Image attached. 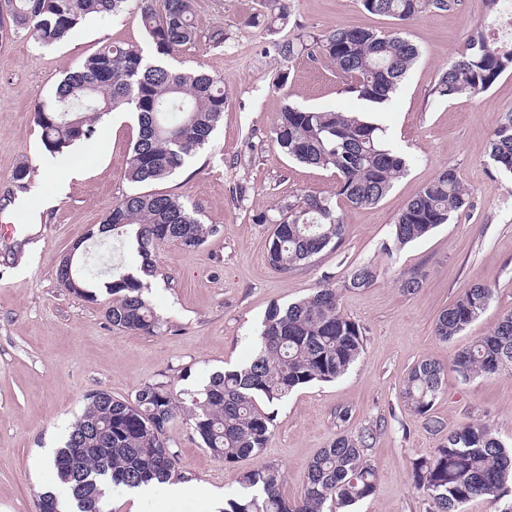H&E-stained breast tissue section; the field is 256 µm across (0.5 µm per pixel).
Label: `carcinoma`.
I'll list each match as a JSON object with an SVG mask.
<instances>
[{"label":"carcinoma","instance_id":"cac0c4a2","mask_svg":"<svg viewBox=\"0 0 512 512\" xmlns=\"http://www.w3.org/2000/svg\"><path fill=\"white\" fill-rule=\"evenodd\" d=\"M129 0H0V34L24 32L38 44L51 46L70 39L88 19L123 13ZM261 21L286 19L285 0H263ZM373 14L406 22L433 10L448 11L458 0H361ZM139 18L158 60L147 61L136 45L106 44L67 74L47 97L34 100L41 144L61 154L87 140L106 115L129 110L137 114L138 135L131 144L126 179L139 190L122 194L104 223L112 225L106 244H130L147 274L163 244L187 250L202 246L217 233L201 223L180 197L147 190L163 181L203 149L224 115V81L204 72L178 71L160 57L171 56L197 37L193 0H138ZM314 60H328L342 77L345 91L357 99L387 105L419 57V50L398 31L379 32L341 26L308 45L303 40L278 47L283 60L297 48ZM512 70V43L503 44L478 30L448 64L435 93L449 99L475 97ZM275 140L281 151L299 163L336 174L338 190L350 206L377 204L402 177L407 158L389 146L382 127L357 112L304 109L289 103L279 113ZM495 168L512 176V113H505L489 146ZM473 208L469 191L453 168H445L423 186L397 217L387 252L429 235L455 215ZM261 221L276 225L267 259L288 273L340 245L346 225L332 198L302 194L272 208ZM106 292L108 322L124 331L154 335L163 321L146 297L148 284L120 266L109 268ZM59 284L88 301L97 300L95 276L76 266L56 270ZM377 269L370 263L352 267L346 290L370 287ZM492 289L475 284L466 289L435 323V334L449 341L475 321L490 304ZM364 347L362 328L341 309V290L322 285L302 300L271 305L244 365L213 373L202 388L178 389L168 381L148 382L134 397L119 399L97 390L86 397L82 414L71 424L53 463L69 491L68 502L44 495L46 512H112V487L134 489L164 483L175 471L177 451L167 435L178 418L189 422L200 447L226 466L258 455L273 432V416L260 402L280 401L312 382L343 376ZM458 376L469 381L512 372V313L494 330L458 351ZM441 364L423 359L408 373L402 397L421 417L430 415L443 391ZM375 431L337 436L310 462L298 501L284 498L283 473L267 465L240 475V491L224 501L223 512H333L373 496L377 472L367 450ZM417 491L428 512H463L477 497L497 498L512 483V449L485 424L467 425L448 434L432 454L412 462Z\"/></svg>","mask_w":512,"mask_h":512}]
</instances>
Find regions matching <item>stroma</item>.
Instances as JSON below:
<instances>
[{"label": "stroma", "instance_id": "35a3bbf8", "mask_svg": "<svg viewBox=\"0 0 512 512\" xmlns=\"http://www.w3.org/2000/svg\"><path fill=\"white\" fill-rule=\"evenodd\" d=\"M261 0H195L198 36L177 51L173 67L203 70L224 80V118L208 146L156 191L181 196L199 210L218 235L200 248L157 249L148 298L165 324L155 335L114 329L105 317L109 301L91 303L57 281L61 258L82 243L92 259L100 249L88 240L113 202L130 185L124 178L137 123L128 112L99 122L94 135L69 149L78 169L61 195H54L52 157L40 142L33 119L36 96L50 94L67 71L101 46L147 41L136 10L88 20L69 41L41 48L25 34L0 40V512H38L37 501L51 484V462L88 394L105 390L133 397L145 383L171 381L201 387L209 375L245 363L253 352L267 308L308 296L323 284L336 287L352 266L371 263L376 282L343 294L342 310L364 332V351L342 377L313 382L269 406L274 431L267 448L227 467L200 448L184 419L168 431L177 452L174 480L207 486L230 497L244 472L265 465L286 474L282 492L297 500L310 462L337 435L370 427L376 440L368 455L377 469L374 496L352 512H428L412 484L411 464L430 455L446 433L466 424L488 425L512 448V374L461 381L456 352L489 334L512 313V177L495 170L488 145L504 113L512 111V71L483 94L438 97L439 76L488 17L484 0H458L455 9L432 11L402 22L364 10L361 0H290L285 21L254 24ZM343 25L398 30L420 55L395 99L377 109L346 93L327 61L299 51L282 61L279 44L296 35L321 37ZM223 29V46L211 32ZM297 106L371 112L387 143L409 160L407 173L378 203H339L347 226L337 248L310 265L284 274L267 261L274 225L262 223L271 206L303 193L335 196L334 173L288 159L275 142L274 126L284 99L281 73ZM31 169L28 188L16 190L12 175ZM456 169L470 191L473 208L429 236L386 253L393 225L407 202L443 168ZM418 273L412 293L402 277ZM492 288L486 311L452 341L434 334L438 314L465 289ZM430 358L445 368L444 388L431 419L411 412L400 393L409 370ZM349 408L340 422L336 412ZM444 426L437 432L430 420ZM194 501L171 502L163 485L137 498L112 490V512H196Z\"/></svg>", "mask_w": 512, "mask_h": 512}]
</instances>
